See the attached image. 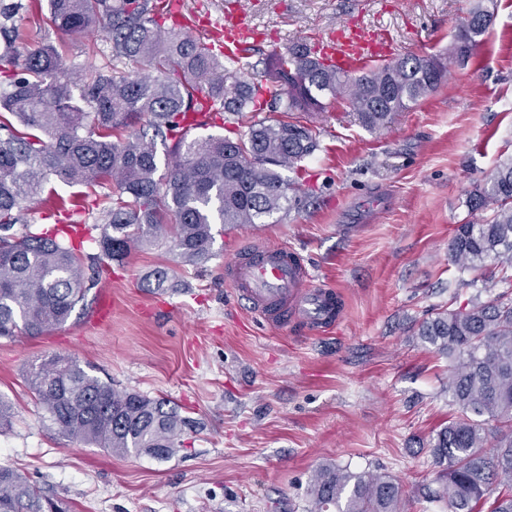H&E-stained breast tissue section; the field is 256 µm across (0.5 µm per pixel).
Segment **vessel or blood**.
Listing matches in <instances>:
<instances>
[{
    "mask_svg": "<svg viewBox=\"0 0 512 512\" xmlns=\"http://www.w3.org/2000/svg\"><path fill=\"white\" fill-rule=\"evenodd\" d=\"M170 10L175 27L203 36L213 50L229 58L257 38L243 0H227L220 24L208 12L186 10L183 0H172ZM316 51L337 69L358 72L392 60L395 45L384 32L359 28L333 32ZM224 278L268 325L292 320L316 329L335 318L327 292L311 287L303 260L290 249L251 243L225 265Z\"/></svg>",
    "mask_w": 512,
    "mask_h": 512,
    "instance_id": "b4317fda",
    "label": "vessel or blood"
}]
</instances>
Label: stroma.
Returning <instances> with one entry per match:
<instances>
[{
  "label": "stroma",
  "instance_id": "35a3bbf8",
  "mask_svg": "<svg viewBox=\"0 0 512 512\" xmlns=\"http://www.w3.org/2000/svg\"><path fill=\"white\" fill-rule=\"evenodd\" d=\"M255 2L266 40L246 49L251 60L360 24L387 31L398 54L447 57V78L376 132L340 101L309 115L321 148L303 163L297 205L263 224L225 227L207 261L176 263L170 240H160L104 270L64 326L0 337V396L15 407L0 431V465L69 512H309L311 476L328 464L390 475L407 491L434 480L427 443L456 408L447 359L413 329L450 301L508 288L489 273L460 272L448 243L470 218V192L512 155V0H493V22L464 64L447 53L481 0ZM19 26L74 66L108 60L103 31L67 34L26 18ZM55 190L90 227L82 253L97 254L84 187ZM254 240L292 249L312 287L334 290L333 328L269 327L232 292L224 265ZM159 267L173 268L181 287H145ZM54 354L115 389L171 401L199 432L166 460L62 436L28 383L30 368Z\"/></svg>",
  "mask_w": 512,
  "mask_h": 512
}]
</instances>
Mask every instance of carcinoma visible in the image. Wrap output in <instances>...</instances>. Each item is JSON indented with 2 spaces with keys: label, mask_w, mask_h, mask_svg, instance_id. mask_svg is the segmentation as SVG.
Here are the masks:
<instances>
[{
  "label": "carcinoma",
  "mask_w": 512,
  "mask_h": 512,
  "mask_svg": "<svg viewBox=\"0 0 512 512\" xmlns=\"http://www.w3.org/2000/svg\"><path fill=\"white\" fill-rule=\"evenodd\" d=\"M164 0H0V336H39L65 324L103 268L170 233L180 264L212 256L216 224H262L288 212L301 163L320 148L319 131L299 120H253L245 134L190 138L180 121L239 123L245 112H322L341 100L359 124L377 131L396 112L425 99L447 77L434 57L402 55L358 77L294 43L264 59L261 80L249 62L232 64L205 42L166 27ZM47 11L68 33L99 28L110 43L103 66L76 68L48 43L21 42L18 21ZM494 13L474 10L459 30L455 58L469 59ZM171 142L159 173L157 141ZM102 184L92 200L103 225L100 253L85 264L61 227L65 202L48 209L51 232L9 233L29 224L26 203L53 194L51 180ZM467 206L483 217L457 225L450 255L465 271H512V157L499 161ZM417 339L448 359V395L457 416L429 439L433 489L448 512H512V291L442 309L420 322ZM44 417L61 435L125 456L165 460L185 447L196 422L163 398L118 391L74 357L55 354L28 378ZM310 512H404V489L389 475L318 468ZM0 512H68L18 471L0 466Z\"/></svg>",
  "instance_id": "carcinoma-1"
}]
</instances>
